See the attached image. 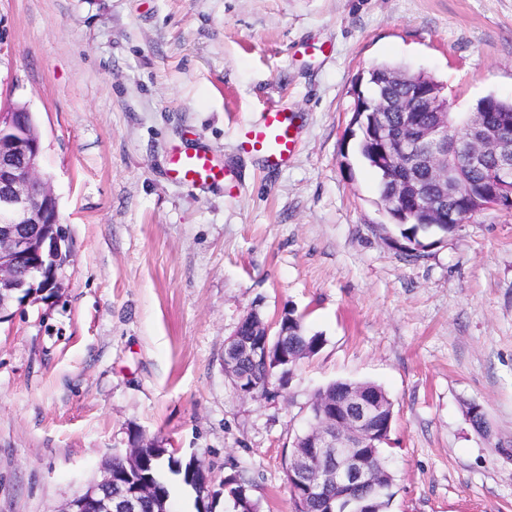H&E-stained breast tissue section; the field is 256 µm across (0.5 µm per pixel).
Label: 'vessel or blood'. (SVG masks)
<instances>
[{
	"instance_id": "vessel-or-blood-1",
	"label": "vessel or blood",
	"mask_w": 512,
	"mask_h": 512,
	"mask_svg": "<svg viewBox=\"0 0 512 512\" xmlns=\"http://www.w3.org/2000/svg\"><path fill=\"white\" fill-rule=\"evenodd\" d=\"M295 147L294 117L281 109L265 112L261 123L245 126L240 132V150L268 167L287 166L294 157ZM169 173L173 180L190 185H218L227 181L222 163L204 150L173 153Z\"/></svg>"
}]
</instances>
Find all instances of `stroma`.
Instances as JSON below:
<instances>
[{
	"mask_svg": "<svg viewBox=\"0 0 512 512\" xmlns=\"http://www.w3.org/2000/svg\"><path fill=\"white\" fill-rule=\"evenodd\" d=\"M381 61L458 116L510 99L512 0H0V108L35 118L72 253L54 301L0 324V512H58L137 436L292 512L294 439L339 380L393 404L387 512H512V210L408 257L348 135ZM279 106L297 146L269 168L238 134ZM199 149L233 190L170 178ZM290 308L322 347L242 396L225 339Z\"/></svg>",
	"mask_w": 512,
	"mask_h": 512,
	"instance_id": "35a3bbf8",
	"label": "stroma"
}]
</instances>
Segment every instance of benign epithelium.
<instances>
[{
  "label": "benign epithelium",
  "mask_w": 512,
  "mask_h": 512,
  "mask_svg": "<svg viewBox=\"0 0 512 512\" xmlns=\"http://www.w3.org/2000/svg\"><path fill=\"white\" fill-rule=\"evenodd\" d=\"M412 84V96L387 97L368 109L376 131V163L389 178L402 169L428 167L438 194L426 195L413 182L400 181L386 200L392 214L408 205L431 216L432 224H464L470 214H459L440 205L441 198L460 193L464 173L480 169L494 159V184L512 187V115L489 121L485 112L468 115L467 136L448 144V97L420 83L407 72L396 77ZM427 103L432 118L421 121L414 103ZM403 115L401 132L393 137L386 113ZM41 136L25 106L0 112V323L10 321L31 302L63 288L64 256L71 253L68 237L58 222V201L50 181L41 176ZM280 320L271 323L246 315L224 343V372L237 391L255 397L242 386L238 373L248 358L268 369L288 367L292 357L283 352L287 331ZM385 412L380 398L363 387L351 390L341 401L323 400L310 408L306 429L299 437L310 451L296 456L288 470V483L299 486L293 512H308L310 502L336 489L330 499L335 512H373L374 500L386 489L384 473L369 452L381 436L377 421ZM145 491L135 487L112 494V467L101 479L71 496L59 512H141Z\"/></svg>",
  "instance_id": "obj_1"
}]
</instances>
